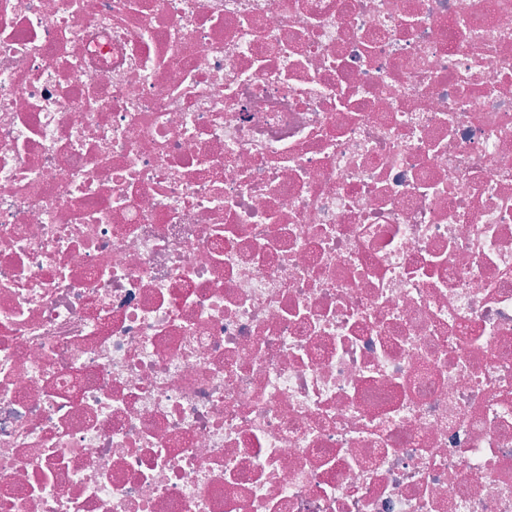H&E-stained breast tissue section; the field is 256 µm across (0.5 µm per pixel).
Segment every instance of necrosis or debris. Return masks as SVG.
<instances>
[{
  "mask_svg": "<svg viewBox=\"0 0 512 512\" xmlns=\"http://www.w3.org/2000/svg\"><path fill=\"white\" fill-rule=\"evenodd\" d=\"M0 512H512V0H0Z\"/></svg>",
  "mask_w": 512,
  "mask_h": 512,
  "instance_id": "4bbe7bcc",
  "label": "necrosis or debris"
}]
</instances>
